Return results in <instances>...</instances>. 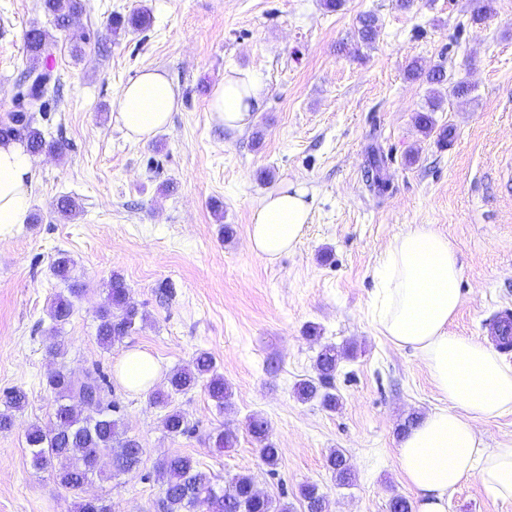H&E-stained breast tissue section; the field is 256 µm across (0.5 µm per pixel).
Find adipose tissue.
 <instances>
[{"instance_id": "1", "label": "adipose tissue", "mask_w": 512, "mask_h": 512, "mask_svg": "<svg viewBox=\"0 0 512 512\" xmlns=\"http://www.w3.org/2000/svg\"><path fill=\"white\" fill-rule=\"evenodd\" d=\"M265 93L253 73L231 69L213 91L210 118L225 129L244 130ZM179 106L167 74L146 70L120 87L113 119L129 140L145 143L168 126ZM33 168L22 144L0 142V240L28 221ZM310 216L303 186L270 190L251 213L249 250L275 262L302 239ZM375 277L378 331L394 346L411 348L448 401L428 412L399 444L398 464L416 493L415 512H448L449 492L473 478L493 497L511 500L512 447H486L475 423L512 414V366L493 344L449 329L463 300L455 246L431 225H407L380 256ZM118 375L125 386L145 389L160 369L150 354L131 350L121 358Z\"/></svg>"}]
</instances>
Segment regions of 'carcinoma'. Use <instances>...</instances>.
<instances>
[{
	"mask_svg": "<svg viewBox=\"0 0 512 512\" xmlns=\"http://www.w3.org/2000/svg\"><path fill=\"white\" fill-rule=\"evenodd\" d=\"M44 12L51 16L58 29L70 28L69 21L83 10V0H42ZM149 24V16L142 10H134L129 15L115 14L109 21L110 30L118 33L135 32ZM379 34L376 18L364 15L357 28V40L363 44L373 43ZM49 41L46 31L32 28L26 34V49L30 65L20 78L25 84V100L15 105L11 120L0 125V140L8 139L22 143L32 155L42 153L63 154L65 145L58 141H48L37 127L36 113L43 111L47 98L57 92L58 78L54 68L48 63ZM409 74L423 75L422 68L410 65ZM426 80L433 85L445 81L444 69L434 67L425 73ZM440 95H433L429 112L416 116L418 126L428 135L436 134L437 141L448 143L452 130L449 127H436L432 113L440 108ZM383 158L372 154L366 177L378 191L386 190V181L381 176ZM53 273L67 285L68 294L55 296L50 305V316L57 324H64L72 314L74 299L81 296L84 289L74 281L73 262L65 253L58 254L53 262ZM139 315L128 297V288L119 276L112 277L108 302L98 312L96 336L100 345L110 347L121 338L129 335L135 327ZM345 351L333 344L322 346L316 356L317 377L302 380L296 384L295 393L299 400L320 399L322 405L334 410L339 405L335 388L336 369ZM215 364L207 352H200L188 366L177 368L169 374V392L158 391L153 395V403L167 407L171 394L185 393L197 385L199 378L211 375L207 384L209 396L224 404L229 392L224 378L214 373ZM46 386L56 394L54 411L56 427L50 430L38 425L25 429V440L32 465L44 469L55 460L62 461V467L54 473L55 480L65 489L79 490L93 482L100 475L98 457L112 460L117 473L132 472L139 468L142 450L136 440L126 436L120 416V405L112 399V389L105 383L100 371L86 373L84 379L75 380L62 369H54L46 375ZM5 405L10 409H21L27 400L26 393L13 388L3 393ZM162 424L167 433L178 436L190 431L184 414L177 410L167 411ZM249 433L260 445L261 458L268 467L277 465L280 450L269 438L267 421L255 417L248 425ZM327 467L337 484L350 485L355 473L349 460L340 450H334L327 459ZM159 471L165 478L163 507L165 512H194L199 499L210 501L212 512H291V505L273 504L267 496L255 493V482L250 475H238L231 480V486L216 487L212 479L202 472L198 463L189 456L174 455L159 463ZM299 497L304 512H329V499L316 484H304L299 488ZM77 512H112V505L103 497L83 499L76 504Z\"/></svg>",
	"mask_w": 512,
	"mask_h": 512,
	"instance_id": "carcinoma-1",
	"label": "carcinoma"
}]
</instances>
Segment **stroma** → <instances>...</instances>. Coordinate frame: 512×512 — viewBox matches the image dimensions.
Returning a JSON list of instances; mask_svg holds the SVG:
<instances>
[{
	"mask_svg": "<svg viewBox=\"0 0 512 512\" xmlns=\"http://www.w3.org/2000/svg\"><path fill=\"white\" fill-rule=\"evenodd\" d=\"M478 0H85L70 31L55 28L41 0H0V122L14 108L28 62L24 35L48 32L59 97L41 127L65 142L63 155L34 158L31 212L0 241V393L23 389L28 401L12 429L0 430V512H75L83 495L106 498L112 512H163L156 469L170 454L191 456L217 485L252 475L258 490L303 512L298 491L314 483L330 512H389V500L416 494L397 460L409 416L445 406L412 350L394 346L370 316L374 267L393 236L431 224L454 244L463 302L451 331L491 335L512 311V0H492V14L472 22ZM144 7L145 29L111 35L108 20ZM373 14L379 35L369 46L354 32ZM91 33L74 53L71 33ZM443 66L448 84L469 93L445 98L433 113L451 127L448 146L416 124L433 87L410 79L411 62ZM164 69L182 105L170 126L146 143L129 141L112 114L116 92L145 68ZM230 68L254 73L267 94L255 122L230 133L207 109ZM386 158L390 184L366 182L372 152ZM288 182L309 192L311 222L294 250L269 263L247 247L254 206ZM79 201L74 217L57 201ZM75 263L87 291L62 325L49 316L63 285L51 274L57 253ZM120 275L144 315L136 332L111 348L96 338V313ZM350 345L336 372L340 406L297 399V382L315 377L321 345ZM132 349L171 370L198 352L215 360L232 395L217 406L205 384L174 395L188 434L169 435L150 391L123 386L116 363ZM74 378L97 367L112 386L129 437L143 450L136 471L94 481L84 491L61 487L35 469L25 430L54 425L49 370ZM261 414L280 448L268 473L247 423ZM234 433L217 451L219 431ZM342 450L356 480L338 486L326 468ZM448 512H512L473 479L448 496Z\"/></svg>",
	"mask_w": 512,
	"mask_h": 512,
	"instance_id": "obj_1",
	"label": "stroma"
}]
</instances>
